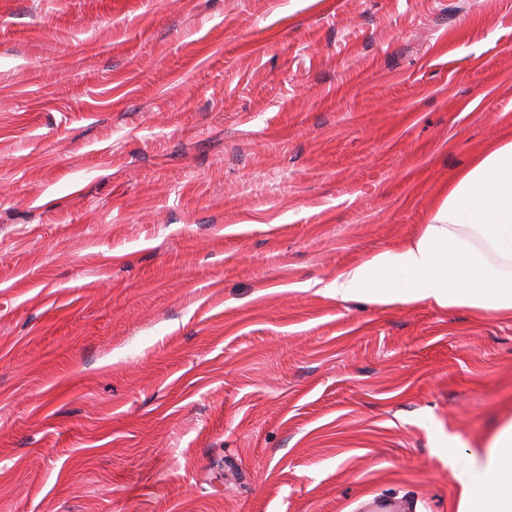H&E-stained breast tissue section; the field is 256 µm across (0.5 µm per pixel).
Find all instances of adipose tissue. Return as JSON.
<instances>
[{
  "label": "adipose tissue",
  "mask_w": 512,
  "mask_h": 512,
  "mask_svg": "<svg viewBox=\"0 0 512 512\" xmlns=\"http://www.w3.org/2000/svg\"><path fill=\"white\" fill-rule=\"evenodd\" d=\"M330 292L376 305L512 311V141L466 169L409 245L339 274ZM458 512H512V420L456 458Z\"/></svg>",
  "instance_id": "adipose-tissue-1"
}]
</instances>
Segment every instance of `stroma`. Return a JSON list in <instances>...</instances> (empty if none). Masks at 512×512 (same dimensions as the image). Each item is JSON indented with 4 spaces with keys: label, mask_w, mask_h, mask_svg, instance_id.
Listing matches in <instances>:
<instances>
[{
    "label": "stroma",
    "mask_w": 512,
    "mask_h": 512,
    "mask_svg": "<svg viewBox=\"0 0 512 512\" xmlns=\"http://www.w3.org/2000/svg\"><path fill=\"white\" fill-rule=\"evenodd\" d=\"M512 137V0H0V512H458L512 314L342 301Z\"/></svg>",
    "instance_id": "35a3bbf8"
}]
</instances>
